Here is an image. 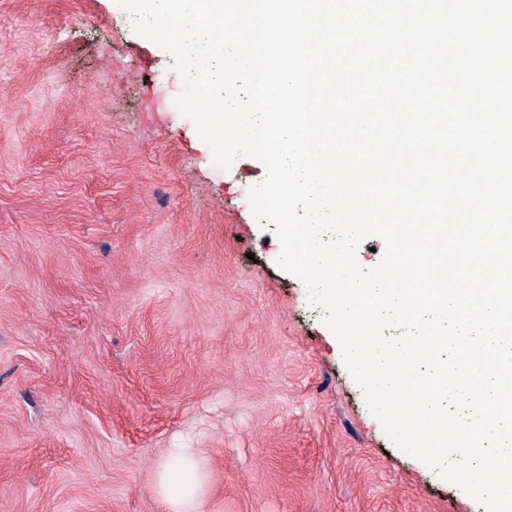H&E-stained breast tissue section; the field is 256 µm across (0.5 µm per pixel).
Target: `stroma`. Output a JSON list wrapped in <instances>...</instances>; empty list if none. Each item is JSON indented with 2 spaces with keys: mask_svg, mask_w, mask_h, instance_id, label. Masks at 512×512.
<instances>
[{
  "mask_svg": "<svg viewBox=\"0 0 512 512\" xmlns=\"http://www.w3.org/2000/svg\"><path fill=\"white\" fill-rule=\"evenodd\" d=\"M115 0H0V512H485L395 446ZM206 477L193 448H173L156 470L155 492L167 512H198Z\"/></svg>",
  "mask_w": 512,
  "mask_h": 512,
  "instance_id": "35a3bbf8",
  "label": "stroma"
}]
</instances>
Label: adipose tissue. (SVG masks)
<instances>
[{
  "label": "adipose tissue",
  "instance_id": "adipose-tissue-1",
  "mask_svg": "<svg viewBox=\"0 0 512 512\" xmlns=\"http://www.w3.org/2000/svg\"><path fill=\"white\" fill-rule=\"evenodd\" d=\"M207 471L194 449H170L155 476V492L166 512H199Z\"/></svg>",
  "mask_w": 512,
  "mask_h": 512
}]
</instances>
